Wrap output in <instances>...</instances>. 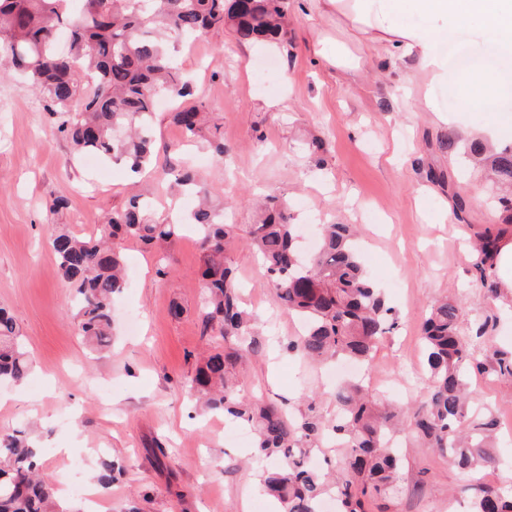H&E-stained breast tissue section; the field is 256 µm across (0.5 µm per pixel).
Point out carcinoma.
<instances>
[{
	"instance_id": "obj_1",
	"label": "carcinoma",
	"mask_w": 512,
	"mask_h": 512,
	"mask_svg": "<svg viewBox=\"0 0 512 512\" xmlns=\"http://www.w3.org/2000/svg\"><path fill=\"white\" fill-rule=\"evenodd\" d=\"M0 0V69L25 77L41 93L56 132L79 153L123 161L134 173L153 163L152 117L157 98L190 95L177 65L176 45L216 27H231L239 42H274L288 49V0ZM189 138L202 135L207 112L195 104L172 113ZM468 152L493 180L512 191V146L489 152L477 141ZM172 181L197 196L198 206L180 220L156 221L146 199L135 195L92 235L55 225L49 242L61 276L75 291L74 319L90 348L112 335V298L125 281L124 242L172 246L186 226L203 250V333L224 338V348L203 359L189 393L253 436L251 462L266 494L286 512H318L332 494L336 512H369L368 505L397 491L403 459L393 439L412 433L448 457L468 483L469 512H512V488L483 483L484 472L502 465L495 452L497 417L471 405L469 374L512 378V349L488 341L489 319L476 314L465 335L466 312L458 299L436 302L423 322L427 397L412 407L384 403L361 380L336 389V414L324 417L312 393L296 411L241 394L237 368L254 351L252 318L240 307V288L225 255L233 225L212 204L210 191L188 171ZM504 230L486 227L471 253V274L484 296L501 294L495 257ZM350 224H324L317 251L305 256L298 225L276 195L265 215L249 225L248 244L260 255L268 284L288 313L305 323L286 349L306 360L345 359L371 367L380 341L396 329L393 308L368 277ZM32 361L20 329L0 307V381H26ZM123 472L110 458L97 464L94 480L109 490ZM0 512H74L63 506L40 472L32 440L22 431L0 432Z\"/></svg>"
}]
</instances>
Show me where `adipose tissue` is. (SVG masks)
<instances>
[{"label": "adipose tissue", "instance_id": "obj_1", "mask_svg": "<svg viewBox=\"0 0 512 512\" xmlns=\"http://www.w3.org/2000/svg\"><path fill=\"white\" fill-rule=\"evenodd\" d=\"M304 7L355 31L358 56L340 42L316 43V54L341 72L404 71L432 88L448 80L438 44L476 20L493 33L498 54L512 57V0H304Z\"/></svg>", "mask_w": 512, "mask_h": 512}]
</instances>
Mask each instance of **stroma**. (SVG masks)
Listing matches in <instances>:
<instances>
[{
  "label": "stroma",
  "mask_w": 512,
  "mask_h": 512,
  "mask_svg": "<svg viewBox=\"0 0 512 512\" xmlns=\"http://www.w3.org/2000/svg\"><path fill=\"white\" fill-rule=\"evenodd\" d=\"M320 39L357 44L353 30L309 14L302 0H288L287 52L254 51L228 28L180 46L192 99L216 116L230 154L220 163L201 144L185 141L165 106L154 117L161 166L138 178L125 163L77 156L46 112L32 111V86L0 79V306L14 315L33 360L22 385H0V430L34 424L44 473L83 512H272L248 485L253 472L241 461L249 445L223 416L196 405L186 388L200 355L221 342L202 332L197 236L185 232L163 259L125 242L126 286L113 301L112 347L102 354L78 335L71 288L48 245L49 225L96 231L133 189L153 198L156 219L173 206L192 209L193 196L170 191L164 163L192 165L234 227L228 259L261 342L241 380L244 396L292 401L310 388L323 414L335 410L326 374L286 351L299 324L264 286L246 243L254 199L264 192L287 202L305 227V241H312L314 224L358 225L366 271L398 317L371 371L381 383L403 384L402 403L426 392L417 376L419 331L436 299L457 297L497 316L491 339L512 347V296L485 299L470 273L469 244L501 223L502 192L461 150L440 145L451 134L467 141L473 125L491 114L461 97L449 102L443 88L430 106L419 105L418 89H402L396 73H336L313 53ZM314 128L324 141L318 161L303 149ZM61 195L66 208L50 212ZM175 302L184 309L178 318L169 312ZM472 390L476 403L495 408L498 453L512 457V380L476 373ZM101 448L124 465L123 475L109 491L92 485L78 492L71 461L90 472ZM404 454L405 491L390 501L389 512H468L459 493L466 477L447 458L415 439Z\"/></svg>",
  "instance_id": "35a3bbf8"
}]
</instances>
